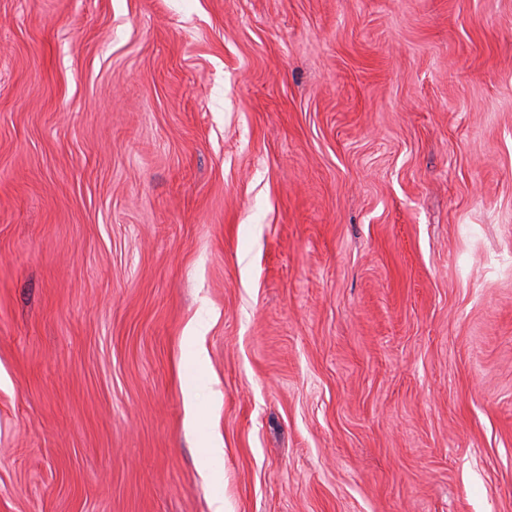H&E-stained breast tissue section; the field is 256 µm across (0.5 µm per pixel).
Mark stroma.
Here are the masks:
<instances>
[{
    "mask_svg": "<svg viewBox=\"0 0 512 512\" xmlns=\"http://www.w3.org/2000/svg\"><path fill=\"white\" fill-rule=\"evenodd\" d=\"M217 494L512 512V0H0V512Z\"/></svg>",
    "mask_w": 512,
    "mask_h": 512,
    "instance_id": "35a3bbf8",
    "label": "stroma"
}]
</instances>
